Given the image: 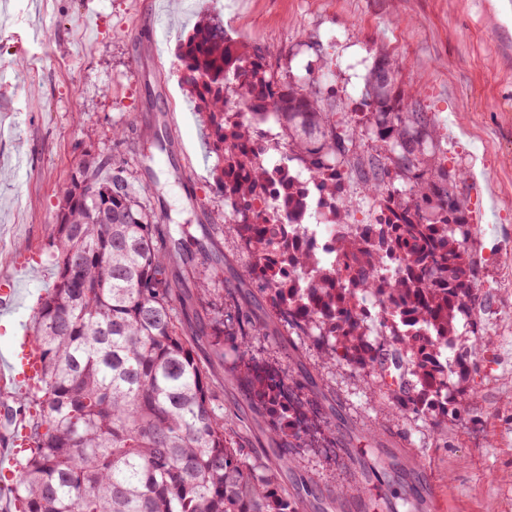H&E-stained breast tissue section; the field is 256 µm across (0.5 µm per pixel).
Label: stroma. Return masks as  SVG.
<instances>
[{
	"label": "stroma",
	"mask_w": 512,
	"mask_h": 512,
	"mask_svg": "<svg viewBox=\"0 0 512 512\" xmlns=\"http://www.w3.org/2000/svg\"><path fill=\"white\" fill-rule=\"evenodd\" d=\"M228 34L269 49L275 74L305 73L314 47L320 73L337 94L363 90L374 51L387 52L396 81L431 112L448 168L468 173L462 190L478 234L471 248L483 271V330L492 339L474 362L473 398L447 431L391 408L369 377L344 361L329 363L298 336L254 337L250 358L325 393L334 442L321 435L294 444L284 483L305 482L309 512H386L392 495L422 496L410 466L378 495L332 503L348 486L366 441L377 430L407 448L437 484L441 512H512V33L500 34L485 0H233ZM209 0H0V278L33 262L15 319L30 325L55 280L51 254L56 213L69 177L87 152L115 162L131 143L135 165L157 179L161 224L206 225L224 285L207 308L183 310L197 321L223 313L270 315L256 283H241L245 255L229 225L213 224L224 208L214 182L219 159L183 84L177 46ZM344 32L328 44L327 30ZM124 129L114 140L113 127ZM493 232H486V225ZM225 421L247 428L256 459L273 454L265 417L253 408L239 369L224 368Z\"/></svg>",
	"instance_id": "35a3bbf8"
}]
</instances>
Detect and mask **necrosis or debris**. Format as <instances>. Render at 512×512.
Wrapping results in <instances>:
<instances>
[{
  "mask_svg": "<svg viewBox=\"0 0 512 512\" xmlns=\"http://www.w3.org/2000/svg\"><path fill=\"white\" fill-rule=\"evenodd\" d=\"M260 139L263 143H279L278 152L268 155L266 164L269 179L255 200L257 208L277 218L280 222H292L293 239L299 245L318 253L327 262L338 258V240L343 233L357 231L363 224H390L401 221L404 212L397 206H383L364 197H357L350 168L336 169V186L333 190L322 191L312 181L307 171L288 156L285 137L275 124L261 126ZM291 176L303 189L302 204L294 214H287L281 197L283 176ZM356 196L355 206L341 210L340 201L346 196Z\"/></svg>",
  "mask_w": 512,
  "mask_h": 512,
  "instance_id": "obj_1",
  "label": "necrosis or debris"
}]
</instances>
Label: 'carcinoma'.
<instances>
[{"label": "carcinoma", "mask_w": 512, "mask_h": 512, "mask_svg": "<svg viewBox=\"0 0 512 512\" xmlns=\"http://www.w3.org/2000/svg\"><path fill=\"white\" fill-rule=\"evenodd\" d=\"M271 51L233 40L217 14H201L180 40L185 84L210 130L219 190L235 201L231 225L247 255L243 276L263 285L278 326L316 342L322 355L343 360L379 382L398 410L410 408L448 429L470 391L453 388L464 376L440 351L454 350L459 327L488 344L482 332L481 266L470 249L472 229L464 173L441 163V141L429 114L404 97L389 55L373 57L362 112H345L322 82L293 77L280 82L267 70ZM245 77L240 105L252 123H230L224 89ZM273 121L288 139V153L322 180L338 164L357 166L362 192L376 201L405 198L401 224H363L343 237L350 286L339 287L336 268L308 249L288 252L252 195L267 174L263 155L274 150L257 137ZM78 173L94 190L56 225L55 282L35 313L31 339L43 372L18 398L29 449L14 487L17 512H301L279 472L293 464L288 447L309 426L333 431L320 412L324 394L306 395L268 368L251 372L256 408L269 416L280 447L259 462L242 436L224 422L221 380L196 358L194 329L179 311L207 303L223 282L221 261L212 276H185L208 257L207 236L178 225L179 237L161 229L152 187L123 163H81ZM112 204V220L98 219ZM387 239L404 269L390 287L379 279L386 255L370 233ZM76 276H67L70 267ZM376 292L384 309L398 310L416 329L371 342L359 299ZM242 336H265L266 322L237 317ZM363 473L381 484L388 468L371 457Z\"/></svg>", "instance_id": "carcinoma-1"}]
</instances>
